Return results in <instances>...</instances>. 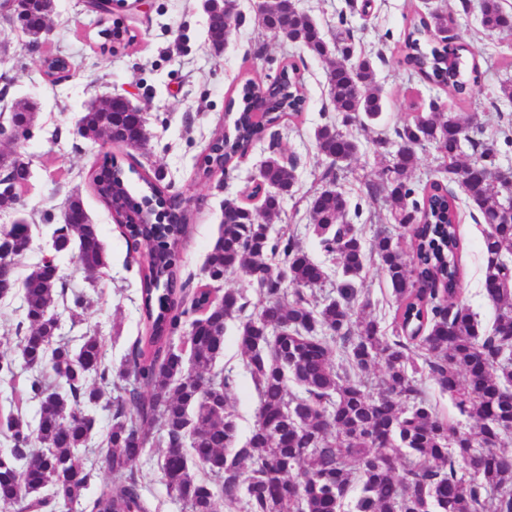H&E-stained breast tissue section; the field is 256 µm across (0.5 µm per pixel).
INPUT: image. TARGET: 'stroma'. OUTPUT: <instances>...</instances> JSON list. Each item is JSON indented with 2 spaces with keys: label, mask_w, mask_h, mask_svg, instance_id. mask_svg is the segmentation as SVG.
<instances>
[{
  "label": "stroma",
  "mask_w": 512,
  "mask_h": 512,
  "mask_svg": "<svg viewBox=\"0 0 512 512\" xmlns=\"http://www.w3.org/2000/svg\"><path fill=\"white\" fill-rule=\"evenodd\" d=\"M298 7L307 11L328 37L335 33L339 20H346L357 48L374 61L385 101L378 129L389 134L431 103L447 104L443 91L399 65L398 50L412 14L439 10L450 16L449 39L475 54L481 72L472 97L457 103L455 110L464 117L476 115L486 136L495 140L497 165L512 168V100L499 91L503 81H512V34L486 32L480 24L477 0H372L368 7L363 0H298ZM238 9L243 21L219 53L208 39L202 0H147L132 30L131 45L116 52L106 48L101 36L106 21L89 13L83 0H55L50 40L36 50L19 29L0 23V43L7 46L6 53L0 55V122H7L9 107L16 99H28L36 107L28 138L0 140V150L16 153L32 173L23 205L38 231L24 262L32 264L45 254V242L60 224L65 202L79 197L99 228L108 265L91 281L75 253L58 257L67 293H82L91 301L80 323H72L68 313H61L60 332L71 339L88 332L96 334L112 363H120L144 333L140 278L148 247L142 242H126L95 193L93 178L108 158L128 169L132 195L142 192L143 177H156L169 194L177 196L187 213V230L177 248V298L182 307H190L198 290L210 285L203 268L218 236L225 198L245 197L261 164L276 149L296 162L299 179L292 195L284 199L281 219L271 225V234L295 235L308 255L324 266L329 280L318 289V296L331 293L332 280L339 273L335 259L318 245L308 207L326 166L315 150L313 132L335 117L326 91L327 64L267 32L259 22L256 0H238ZM50 56L68 59L70 69L46 74L43 60ZM290 58L300 67L308 92L301 118L270 127L262 140L230 165L228 174L202 177L201 159L212 140L224 132L226 99L240 77L247 74L270 82ZM117 93L128 95L142 109L150 133L145 149L94 142L78 134L77 123L88 104ZM350 132L359 141L360 151L342 172L338 185L362 208L359 224L364 239L380 231L396 233L387 204L369 199L363 187L364 180L374 177L390 156L376 151L372 132L356 126ZM457 202L464 244L460 298L476 314L482 330L488 331L495 311L484 291L481 216L465 197H458ZM360 288L361 300L368 302L381 329L391 332L397 304L377 262L368 263ZM236 337V323H228L218 364L237 378L231 403L238 415L239 434L244 437L253 426L258 397L244 370ZM162 456L155 443L146 445L137 465L142 495L149 512H185L166 488L160 469Z\"/></svg>",
  "instance_id": "35a3bbf8"
}]
</instances>
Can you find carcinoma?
Returning a JSON list of instances; mask_svg holds the SVG:
<instances>
[{
    "instance_id": "carcinoma-1",
    "label": "carcinoma",
    "mask_w": 512,
    "mask_h": 512,
    "mask_svg": "<svg viewBox=\"0 0 512 512\" xmlns=\"http://www.w3.org/2000/svg\"><path fill=\"white\" fill-rule=\"evenodd\" d=\"M222 5L206 3L217 52L235 28ZM478 8L485 31L512 32V12L501 0H478ZM53 9L54 0H30L17 22L34 31ZM262 22L275 36L330 60L326 79L336 122L314 133L315 149L328 165L309 213L321 248L342 270L335 295L319 299L313 293L328 275L294 236L269 235L297 183V164L274 154L258 172L259 208L224 200L220 232L204 264L212 282L236 272L265 274V303L238 326V348L258 395L250 435L238 443L229 406L235 378L216 362L224 353L227 323L246 304L236 291L213 298L203 289L190 308L179 309L173 243L186 215L177 197L144 180L138 209L146 220L125 232L150 245L141 280L146 335L119 365H110L98 336L83 335L74 347L61 335L55 307L66 292L59 266L43 257L3 288L7 294L19 283L23 290L28 327L17 348L28 373L27 399L36 410L30 417L18 407L5 418L11 448L7 463H0V502L16 512H39L50 505L45 489L58 505L78 500L90 479L82 459L94 453L88 442L101 410L111 415L105 463L116 480L94 499L93 512H148L135 470L154 429L156 442L167 448L161 464L167 488L188 512H216L219 493L231 502L245 498L246 512H338L355 486V512H512V450L505 447L512 439V223H494L512 203V185L487 179L495 166L494 142L483 138L475 116L463 119L439 105L415 113L394 130L395 139L376 140L378 148L392 144L396 150L377 178L363 185L369 197L388 203L401 232L396 238L380 232L364 242L350 219L359 216V206H351L338 180L359 152L358 141L343 128L365 126L383 112L373 62L356 52L350 31H337L329 42L306 13L288 14L285 24L270 4ZM446 28L448 16L441 12L413 16L401 63L457 102L472 96L479 72L475 65L465 71L462 46L433 39V32ZM239 94L232 131L202 159L205 176L226 169L269 126L298 119L308 102L293 63L283 65L272 85L243 80ZM12 119L25 135L35 113L20 99ZM81 123L93 139L116 137L136 150L148 142L144 116L122 111L118 100L85 112ZM426 144L434 146L439 164L419 201L409 177L416 150ZM448 182L461 186L490 220L481 242L485 294L495 309L488 335L460 300L463 246ZM67 208L75 223L54 229L49 254L74 244L83 270L106 267L98 225L77 223L85 211L81 199L71 198ZM28 232L27 224L0 231V261L15 264L14 245ZM371 260L378 261L397 302L390 336L359 304V281ZM189 315L180 337L182 318ZM337 341L348 372L336 370L331 360ZM378 361L383 379L373 394L361 375ZM423 373L472 420L468 429L439 414L418 382ZM291 382L302 394L290 391ZM109 387L118 395L106 401Z\"/></svg>"
}]
</instances>
